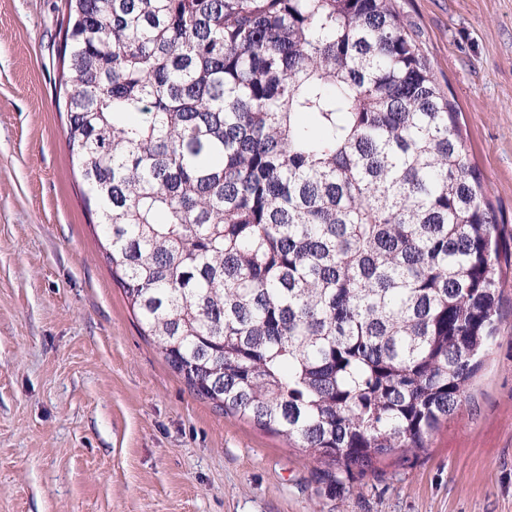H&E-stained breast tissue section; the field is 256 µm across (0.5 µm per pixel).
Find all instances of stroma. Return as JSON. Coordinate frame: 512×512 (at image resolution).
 Segmentation results:
<instances>
[{"label": "stroma", "instance_id": "35a3bbf8", "mask_svg": "<svg viewBox=\"0 0 512 512\" xmlns=\"http://www.w3.org/2000/svg\"><path fill=\"white\" fill-rule=\"evenodd\" d=\"M512 243V0H397ZM65 0H0V512H512V267L468 399L328 472L192 393L103 256L66 140Z\"/></svg>", "mask_w": 512, "mask_h": 512}]
</instances>
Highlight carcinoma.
Returning <instances> with one entry per match:
<instances>
[{
    "instance_id": "cac0c4a2",
    "label": "carcinoma",
    "mask_w": 512,
    "mask_h": 512,
    "mask_svg": "<svg viewBox=\"0 0 512 512\" xmlns=\"http://www.w3.org/2000/svg\"><path fill=\"white\" fill-rule=\"evenodd\" d=\"M67 142L143 335L347 474L468 398L504 225L395 0H66Z\"/></svg>"
}]
</instances>
